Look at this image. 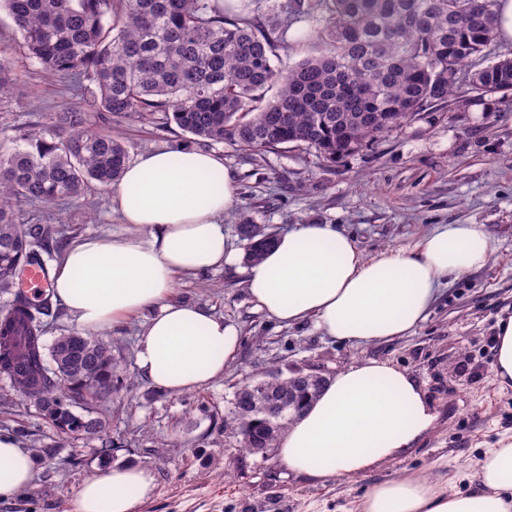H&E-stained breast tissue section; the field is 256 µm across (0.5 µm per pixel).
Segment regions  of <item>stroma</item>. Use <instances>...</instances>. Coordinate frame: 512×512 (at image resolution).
I'll list each match as a JSON object with an SVG mask.
<instances>
[{
  "mask_svg": "<svg viewBox=\"0 0 512 512\" xmlns=\"http://www.w3.org/2000/svg\"><path fill=\"white\" fill-rule=\"evenodd\" d=\"M26 86L0 99V140L54 122L74 98L66 81L30 65ZM130 159L156 149L192 146L193 139L162 117L153 122L91 113ZM234 180L237 195L224 233L234 263L183 277L177 297L222 316L240 336L222 379L180 395L157 390L135 365L141 320L111 330L112 356L124 375L118 397L93 409L106 434L73 440L57 432L0 380V431L24 427L34 451L31 482L0 512H75L82 482L115 462H134L156 477L152 496L136 512H355L366 490L413 472L463 490L478 481L487 448L512 435V387L494 381L497 322L512 314V96L470 97L455 90L446 107L429 110L357 151L326 160L288 144L254 154L210 142ZM277 235L298 224H333L364 254L410 246L438 224H483L497 251L488 265L449 281L426 321L409 335L369 345L342 344L313 322L282 327L258 310L245 286L240 217ZM69 239L119 229L109 195L55 211ZM368 359L412 375L435 421L410 453L356 478L318 480L288 471L278 455L240 450L224 431L233 393L245 376L278 369L332 377ZM52 447L45 455L44 447Z\"/></svg>",
  "mask_w": 512,
  "mask_h": 512,
  "instance_id": "1",
  "label": "stroma"
}]
</instances>
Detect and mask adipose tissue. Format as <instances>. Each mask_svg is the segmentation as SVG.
<instances>
[{
    "mask_svg": "<svg viewBox=\"0 0 512 512\" xmlns=\"http://www.w3.org/2000/svg\"><path fill=\"white\" fill-rule=\"evenodd\" d=\"M236 188L215 152L179 147L145 153L112 189L121 224L108 235L72 241L51 271L55 301L85 333L148 319L136 343L140 376L176 395L222 378L239 346L235 327L196 303L176 300V278L223 268L234 259L224 216ZM496 244L483 224H440L412 247L366 256L332 224H300L248 263L247 293L282 326L315 321L351 345L411 333L449 278L485 267ZM434 416L413 377L378 360L348 366L282 433L288 470L312 478L361 476L410 452ZM33 453L0 434V499L29 483ZM152 470L116 463L80 486L75 512H134L155 488ZM357 512H512V436L479 461V485L442 489L425 474L372 486Z\"/></svg>",
    "mask_w": 512,
    "mask_h": 512,
    "instance_id": "ef3b65f1",
    "label": "adipose tissue"
}]
</instances>
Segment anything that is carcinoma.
<instances>
[{
	"label": "carcinoma",
	"instance_id": "carcinoma-1",
	"mask_svg": "<svg viewBox=\"0 0 512 512\" xmlns=\"http://www.w3.org/2000/svg\"><path fill=\"white\" fill-rule=\"evenodd\" d=\"M261 0H0L22 38L24 58L69 78L78 105L52 125L0 144V376L66 436L97 435L107 421L74 411L107 398L121 369L112 343L75 331L46 347L51 300L32 302L16 281L45 267L60 226L25 223L37 209L112 190L128 162L124 144L88 121L91 112L149 120L165 114L197 141L251 151L295 143L325 158L354 152L422 112L445 107L459 82L476 96L512 95V57L484 64L497 39L500 0H286L266 18ZM323 49L286 69L271 56L290 40ZM23 66L0 48V98L17 89ZM257 226L242 220L247 258ZM275 376L266 389L234 394L224 429L252 439L280 433L319 395ZM288 402L271 426L266 409Z\"/></svg>",
	"mask_w": 512,
	"mask_h": 512
}]
</instances>
